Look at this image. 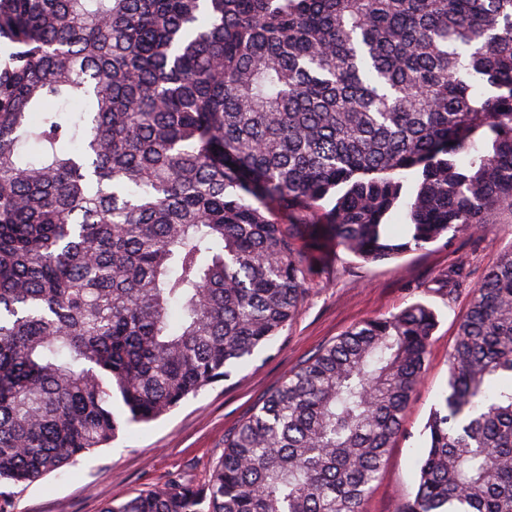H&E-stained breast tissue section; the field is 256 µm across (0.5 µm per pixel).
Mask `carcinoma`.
<instances>
[{
	"mask_svg": "<svg viewBox=\"0 0 512 512\" xmlns=\"http://www.w3.org/2000/svg\"><path fill=\"white\" fill-rule=\"evenodd\" d=\"M495 224L512 0H0V485L109 444L115 396L147 423L246 363L312 253L375 263ZM435 323L414 303L352 327L208 482L102 512H362ZM424 431L400 512H512V246Z\"/></svg>",
	"mask_w": 512,
	"mask_h": 512,
	"instance_id": "obj_1",
	"label": "carcinoma"
}]
</instances>
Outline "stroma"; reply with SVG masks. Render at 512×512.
Returning a JSON list of instances; mask_svg holds the SVG:
<instances>
[{
  "label": "stroma",
  "instance_id": "1",
  "mask_svg": "<svg viewBox=\"0 0 512 512\" xmlns=\"http://www.w3.org/2000/svg\"><path fill=\"white\" fill-rule=\"evenodd\" d=\"M511 245L512 224H497L480 235L461 234L375 264L338 250L311 277L295 320L270 346L160 418L122 424L112 444L76 465L10 487L13 512H101L110 502L176 480L206 482L224 453L225 435L307 358L354 325L420 302L438 320L426 373L363 503V512H399L415 488L424 425L447 385L458 322L485 271ZM457 263L465 277L450 291L440 279Z\"/></svg>",
  "mask_w": 512,
  "mask_h": 512
}]
</instances>
